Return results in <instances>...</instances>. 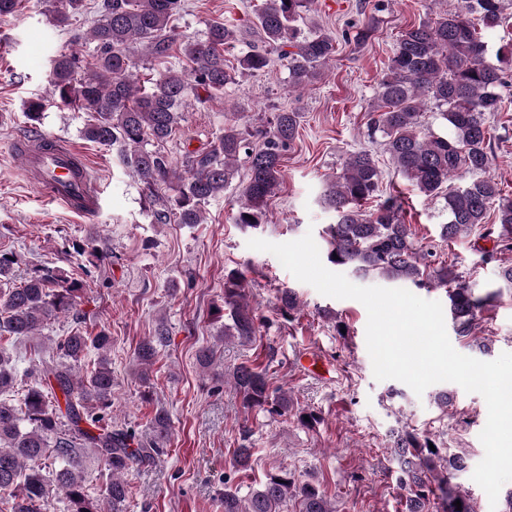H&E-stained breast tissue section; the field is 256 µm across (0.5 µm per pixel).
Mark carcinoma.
<instances>
[{
  "instance_id": "1",
  "label": "carcinoma",
  "mask_w": 512,
  "mask_h": 512,
  "mask_svg": "<svg viewBox=\"0 0 512 512\" xmlns=\"http://www.w3.org/2000/svg\"><path fill=\"white\" fill-rule=\"evenodd\" d=\"M45 2L59 27L87 11L86 0ZM314 5L315 0H261L252 20L259 44L230 66L224 50L236 41V30L216 20L208 23L202 39L178 33L184 0H101L96 4L100 18L73 37L75 45L94 44L93 53L72 49L55 56L50 81L61 103L90 113L84 137L117 149L120 162L152 204L153 223H203V207L239 178L243 159L247 174L232 220L243 231H256L269 221L268 200L284 178L282 158L298 136L301 112H274L263 129L229 123L210 149L187 151L176 161L161 147L184 121L191 89L204 91L210 100L222 97L237 73H266L275 56L288 63L290 89L300 91L315 82L336 52V37L318 26L299 35L297 22ZM511 24L504 0H464L457 12L409 26L378 83L377 110L367 123L368 137L381 139L395 172L424 196L445 199L448 219L440 225V238L453 241L476 232L491 242L492 248L482 249V260L496 264L499 279L508 286L512 264L503 255L512 251V199L501 195L489 175L488 119L512 109V97L503 94L509 86L505 70L486 59L484 33ZM139 45L157 66L149 88L134 79ZM425 97L435 104L446 133L421 132ZM382 177L378 155L363 149L350 152L328 183L325 202L335 223L324 231L327 261L362 278L447 289L456 335L489 351L486 338L474 331L488 302L501 293L478 295L455 265L436 264L434 254L418 247L411 225L401 218L398 197L385 198L373 210L364 208ZM14 265V254L0 253V339H37L52 321L76 308L86 281L62 267L41 266L18 283ZM278 301L277 314L296 320L295 292L280 291ZM212 317L227 320L218 334L221 341L233 337L251 342L259 335L264 318L248 300L242 272L224 274L223 305L213 307ZM169 339V329L161 323L139 342L134 361L141 381H147L149 367ZM111 348L106 331L92 336L73 328L45 349L41 367L27 373L18 389L13 358L0 350V502L11 503L10 512H44L55 492L65 495L69 512H128L126 476L167 451L171 421L163 408L155 410L145 435L112 425ZM92 349L98 362L82 378L75 366ZM274 360L270 348L264 359L233 367L232 383L243 408L313 426L316 414L294 407L283 387L272 384ZM196 361L213 370L217 351L202 346ZM431 443V437L407 429L393 436L391 448L406 490L405 512H437L438 499L443 512H477L472 498L448 483V473L463 469L465 458L433 451ZM253 455L244 444L233 449L234 473L250 470ZM90 458L111 474L99 498L89 497L83 484ZM230 480L224 476V512H336L321 486L297 482L286 468L268 475L245 497L227 487Z\"/></svg>"
}]
</instances>
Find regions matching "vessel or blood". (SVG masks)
Instances as JSON below:
<instances>
[{
    "mask_svg": "<svg viewBox=\"0 0 512 512\" xmlns=\"http://www.w3.org/2000/svg\"><path fill=\"white\" fill-rule=\"evenodd\" d=\"M12 150L43 198L84 217L98 211L94 167L83 152L49 135L19 138L13 141Z\"/></svg>",
    "mask_w": 512,
    "mask_h": 512,
    "instance_id": "obj_1",
    "label": "vessel or blood"
}]
</instances>
